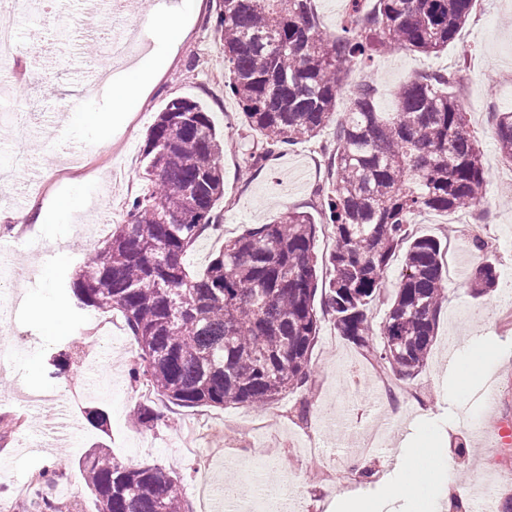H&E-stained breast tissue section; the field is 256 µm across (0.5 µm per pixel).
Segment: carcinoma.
<instances>
[{
    "instance_id": "carcinoma-1",
    "label": "carcinoma",
    "mask_w": 512,
    "mask_h": 512,
    "mask_svg": "<svg viewBox=\"0 0 512 512\" xmlns=\"http://www.w3.org/2000/svg\"><path fill=\"white\" fill-rule=\"evenodd\" d=\"M475 0H372L337 33L320 30L314 0H220L215 30L224 48V91L261 134L245 166L319 136L336 123L324 198L335 248L322 313L338 335L369 352L401 379L416 376L430 354L445 300L442 243L414 236L424 211L475 209L486 172L456 87L459 77L432 71L402 86L394 112H379L373 84L351 86L349 110L336 121L344 78L392 49L438 53L456 42ZM496 141L512 163V112H500ZM222 145L214 118L175 98L145 142L146 192L83 262L72 291L96 312H119L135 337L136 382L181 407L270 404L310 378L319 333L316 224L290 212L224 242L198 274L184 257L220 231ZM404 250L400 281L379 326L370 307L384 273ZM494 267L472 281L491 287ZM97 512H185L184 486L165 469L131 467L104 448L81 461ZM56 473L44 469L32 493L36 512H62L48 496Z\"/></svg>"
}]
</instances>
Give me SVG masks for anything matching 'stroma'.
Segmentation results:
<instances>
[{
	"mask_svg": "<svg viewBox=\"0 0 512 512\" xmlns=\"http://www.w3.org/2000/svg\"><path fill=\"white\" fill-rule=\"evenodd\" d=\"M91 1L98 12L117 9L133 21L155 15L136 0L117 6L112 0H73L67 14L52 10L34 20L0 10V28L18 29L33 45L24 66L40 72L36 80L17 83L6 103L25 115L29 139L15 144L10 129L0 125V153L21 151L29 158L26 168L0 185V237L17 221L25 223L19 272L0 275V298L16 302L0 323V337L16 339L19 349L15 365L0 369V502H16V512H34L30 488L39 471L52 465L59 472L53 497L75 503L74 512H96L78 460L100 442L128 464H155L183 477L186 512H205L197 487L204 478L199 464L207 458L219 480L289 488L300 512H336L333 498L349 458L360 457L367 470L354 487L371 504L394 492L408 493L398 456L428 453L437 433L447 436L448 480L464 489L494 485L499 496H512V484L502 482L512 474V449L503 448L496 430L500 424L512 428V164L499 154L493 121L495 113L512 111V86L501 80L503 72L512 73V0H477L457 42L440 53L389 51L375 56L366 70L377 88V110L392 112L400 86L466 56L458 96L482 145L487 188L494 193L491 202L469 212L464 224L452 213L416 216L414 235L454 244L456 254L427 363L416 378L396 383L401 393L426 390L425 403L402 404L395 417L372 399L378 391L376 361L339 336L328 316L320 321L312 352L310 387L287 393L261 411L246 405L179 407L156 394L142 400L139 385L129 378L138 348L126 326L115 328L119 344L112 348L103 338L81 335L93 313L78 308L72 282L87 253L106 237L113 202L140 193L146 136L171 99L199 102L224 135V197L217 204L224 234L198 241L186 256L191 271H203L225 240L291 210L312 215L318 254L329 255L335 245L322 211L328 184L314 175L311 149L333 143L336 128L327 126L315 143L290 147L263 169L246 168L244 154L258 136L224 91V53L214 27L219 0H203L157 84L108 131L99 122L111 109L108 87L103 80L84 78L85 71L113 67L104 35L96 36L94 54L80 39ZM68 192L77 193L84 208L53 233L43 232L31 220L29 201ZM474 224L483 228L480 249L470 231ZM62 245L70 252L64 263L56 259ZM487 263L497 270L495 285L473 294L471 277ZM46 267L52 276H43ZM60 305L67 314L58 321L54 314ZM479 346L507 349L511 355L494 362L485 386L460 393L458 371ZM61 353L71 357L67 369L49 376V359ZM85 358L91 367H82ZM488 389L495 393L492 413L483 396ZM304 400L310 403L305 417L299 413ZM144 401L162 423L151 426L138 419ZM93 408L107 413L106 431L88 422ZM383 420L389 424L383 444L363 450L365 432ZM312 441L320 443L321 452L308 453Z\"/></svg>",
	"mask_w": 512,
	"mask_h": 512,
	"instance_id": "obj_1",
	"label": "stroma"
}]
</instances>
